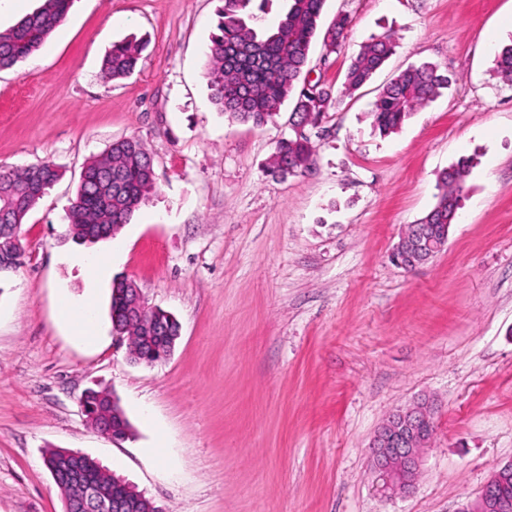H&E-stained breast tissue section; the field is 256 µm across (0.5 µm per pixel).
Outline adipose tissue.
I'll list each match as a JSON object with an SVG mask.
<instances>
[{"instance_id":"1","label":"adipose tissue","mask_w":512,"mask_h":512,"mask_svg":"<svg viewBox=\"0 0 512 512\" xmlns=\"http://www.w3.org/2000/svg\"><path fill=\"white\" fill-rule=\"evenodd\" d=\"M75 262L85 270L87 289L77 300L61 297L58 309L62 320L72 325L75 335L84 343L93 344L100 338L98 326L92 317L95 302L93 286L108 274L112 259L107 256L90 261L79 256Z\"/></svg>"}]
</instances>
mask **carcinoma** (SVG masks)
<instances>
[{
	"instance_id": "obj_1",
	"label": "carcinoma",
	"mask_w": 512,
	"mask_h": 512,
	"mask_svg": "<svg viewBox=\"0 0 512 512\" xmlns=\"http://www.w3.org/2000/svg\"><path fill=\"white\" fill-rule=\"evenodd\" d=\"M73 0H43V4L0 31V70L12 69L37 52L65 20ZM218 9L216 32L211 35L207 55V77L211 102L229 119L254 128L274 123L284 103L296 98L289 121L296 126L315 127L329 112L333 88L324 83L314 92L301 78L308 72L313 41L322 37L326 54H338L344 44L349 17L339 14L321 30L326 0H286L278 24L259 29L250 23L254 16L243 10L252 0H223ZM395 40L383 33L366 42L345 71L343 93L352 95L369 84L392 56ZM143 45L134 39L112 44L103 62L106 77L117 80L129 75L141 57ZM494 75L512 87V43L495 56ZM452 78L432 62L410 65L392 75L380 89L371 112L374 129L383 135L399 130L412 115L448 88ZM314 155L311 137L293 134L276 145L268 166L273 177L298 175L309 169ZM151 156L137 138L112 142L107 154L91 160L84 168L76 198L69 211L68 234L78 244L94 243L101 224H127L155 189ZM474 161L459 160L439 173L438 199L420 220L429 225L428 233L439 235L445 225L456 223L465 196L466 179ZM60 178L51 162L0 171V188L13 185L17 194L10 198L13 210L9 223L23 224L40 197L25 192L28 182L48 189ZM133 284L126 279L113 281L110 318L112 330L128 340L132 358L138 359L156 341L131 323L130 304ZM88 415L119 414L116 426L132 430L118 399L105 389H88L83 396ZM47 470L55 471V484L68 497L67 474L80 468L100 482L110 483L116 474L94 459L65 457L50 450L43 458Z\"/></svg>"
}]
</instances>
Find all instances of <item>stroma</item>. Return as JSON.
Masks as SVG:
<instances>
[{"mask_svg": "<svg viewBox=\"0 0 512 512\" xmlns=\"http://www.w3.org/2000/svg\"><path fill=\"white\" fill-rule=\"evenodd\" d=\"M220 0H73L36 54L0 71V169L44 161L60 179L22 226L23 266L0 278V512H64L43 464L80 451L164 512H458L512 460V89L493 73L512 41V0H326L350 18L343 52L314 46L312 78L337 89L314 162L267 176L288 136L232 122L209 99L206 60ZM396 47L371 84L341 94L371 36ZM493 41H486V33ZM145 40L111 80L113 41ZM454 78L395 134L370 110L398 69ZM143 141L156 187L129 224L75 243L67 215L85 164L114 140ZM465 157L461 221L408 272L389 253ZM113 256L98 284L93 346L58 316L81 297L74 254ZM172 313V356L133 363L112 331L114 278ZM120 399L134 434L86 421L89 387ZM436 398L435 434L406 495L384 497L370 442L395 410Z\"/></svg>", "mask_w": 512, "mask_h": 512, "instance_id": "35a3bbf8", "label": "stroma"}]
</instances>
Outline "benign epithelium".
I'll return each mask as SVG.
<instances>
[{
    "label": "benign epithelium",
    "instance_id": "obj_1",
    "mask_svg": "<svg viewBox=\"0 0 512 512\" xmlns=\"http://www.w3.org/2000/svg\"><path fill=\"white\" fill-rule=\"evenodd\" d=\"M2 231L12 232L8 241L11 255L5 256L3 268H15L25 254L21 227L3 224ZM442 245L424 237H404L392 251V258L406 268L417 267L435 254ZM136 294L135 320L149 332L156 329V318L163 310L148 305L140 290ZM435 400L427 398L388 417L373 437L370 448L374 472L381 481V491L387 496L407 494L415 488L425 444L416 440L418 422L436 416ZM512 482V461L498 466L477 495L458 509V512H512V500L503 497L499 489ZM72 505L75 512H130L131 501L121 502L113 495L87 486L79 474L72 478Z\"/></svg>",
    "mask_w": 512,
    "mask_h": 512
}]
</instances>
